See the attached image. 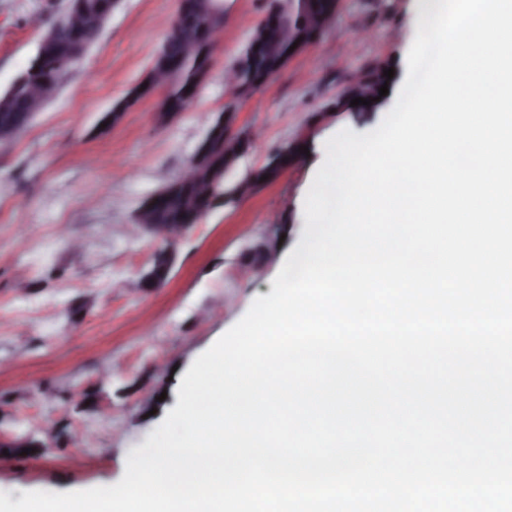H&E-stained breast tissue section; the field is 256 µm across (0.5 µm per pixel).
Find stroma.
I'll use <instances>...</instances> for the list:
<instances>
[{"label":"stroma","mask_w":512,"mask_h":512,"mask_svg":"<svg viewBox=\"0 0 512 512\" xmlns=\"http://www.w3.org/2000/svg\"><path fill=\"white\" fill-rule=\"evenodd\" d=\"M68 0H0V91L34 55ZM269 0H224V42L178 122L155 99L99 132L113 103L142 81L178 0H121L98 41L31 125L0 144V435L63 437L39 453L0 456V491L65 493L120 481L128 455L178 403L191 364L269 295L303 238L304 199L342 129H376L385 111L346 107L352 86L393 69L388 104L407 75L422 17L416 0H340L336 23L260 88L224 84ZM232 105L261 133L227 174L233 184L283 146L299 156L252 196L214 207L176 245L160 287L141 285L161 242L128 232L140 205L190 163L214 114ZM95 395L94 409L82 401ZM165 399L155 413L146 406Z\"/></svg>","instance_id":"stroma-1"}]
</instances>
